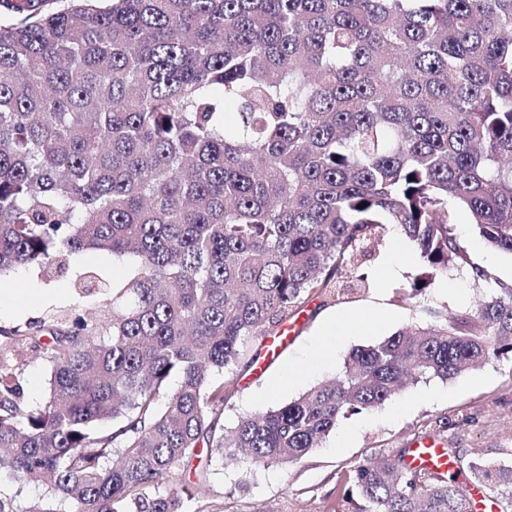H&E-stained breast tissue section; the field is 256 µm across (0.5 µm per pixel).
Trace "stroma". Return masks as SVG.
I'll return each mask as SVG.
<instances>
[{
    "label": "stroma",
    "instance_id": "1",
    "mask_svg": "<svg viewBox=\"0 0 512 512\" xmlns=\"http://www.w3.org/2000/svg\"><path fill=\"white\" fill-rule=\"evenodd\" d=\"M453 227L472 262L500 280L512 281V256L489 248L467 211L454 210ZM87 267L109 281L118 277L121 265L111 254L96 251L73 256L68 274L62 277H48L35 267L0 275V353L22 373L23 405L35 407L46 401L49 369L21 337L9 338L5 332L50 320L76 304L93 308L96 298L80 296L74 287ZM364 267L371 281L368 290L339 297L311 296L295 319L293 342L264 372L235 371L233 386L225 390V427L340 377L352 348L377 343L411 325L426 326L451 314L472 312L483 295L467 273L453 268L436 277L423 293H413L411 285L421 271V259L416 247L394 227L372 244ZM351 315L364 317L360 332L336 344L332 358L315 361V343L324 324L333 317ZM442 418L447 419L448 428L440 437L445 447L458 450L463 462L511 464L512 354L452 380H421L376 409L341 418L323 446L295 465L259 466L243 456L212 459L210 497L183 500L182 512H340V479L351 463L411 447L431 434Z\"/></svg>",
    "mask_w": 512,
    "mask_h": 512
}]
</instances>
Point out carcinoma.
Wrapping results in <instances>:
<instances>
[{"label":"carcinoma","instance_id":"obj_1","mask_svg":"<svg viewBox=\"0 0 512 512\" xmlns=\"http://www.w3.org/2000/svg\"><path fill=\"white\" fill-rule=\"evenodd\" d=\"M2 15L0 274L63 276L84 251L131 267L112 286L86 271L79 292L112 298L27 332L50 367L42 407L0 361V472L44 488L0 512H179L177 489L211 491L200 448L290 465L405 384L512 353V282L470 260L449 211L512 255V0H0ZM389 224L422 259L413 291L455 263L486 288L475 311L355 348L339 379L219 426L225 375ZM409 453L354 462L344 497L473 512ZM468 468L512 508V464Z\"/></svg>","mask_w":512,"mask_h":512}]
</instances>
